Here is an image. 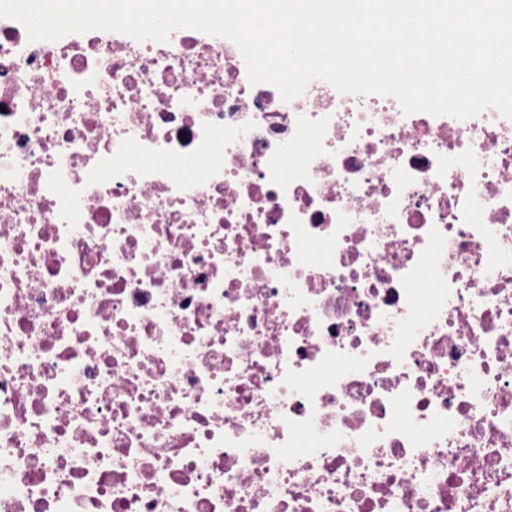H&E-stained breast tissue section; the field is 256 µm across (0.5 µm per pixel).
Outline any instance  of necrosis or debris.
Returning a JSON list of instances; mask_svg holds the SVG:
<instances>
[{
    "label": "necrosis or debris",
    "instance_id": "4bbe7bcc",
    "mask_svg": "<svg viewBox=\"0 0 512 512\" xmlns=\"http://www.w3.org/2000/svg\"><path fill=\"white\" fill-rule=\"evenodd\" d=\"M0 512H512V120L0 18Z\"/></svg>",
    "mask_w": 512,
    "mask_h": 512
}]
</instances>
